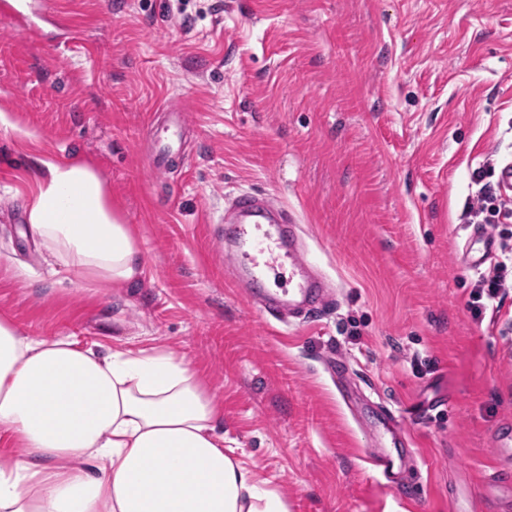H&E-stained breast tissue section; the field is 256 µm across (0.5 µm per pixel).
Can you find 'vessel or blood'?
<instances>
[{
    "label": "vessel or blood",
    "mask_w": 512,
    "mask_h": 512,
    "mask_svg": "<svg viewBox=\"0 0 512 512\" xmlns=\"http://www.w3.org/2000/svg\"><path fill=\"white\" fill-rule=\"evenodd\" d=\"M0 14L10 17L16 26L29 34H36L40 24L25 10L22 0H0ZM182 112L168 110L163 125L156 127L154 151L148 160L150 168L162 170L181 155ZM230 207L235 215L234 240L229 252L231 279L236 287L245 289L252 299L263 300V310L273 318L291 310L311 315L328 300L326 283L304 257V243L300 228L274 200L252 193L232 197ZM471 251L467 253L469 267L480 268L495 251L493 239L476 231L470 236ZM288 268V289L276 293L267 283L272 271ZM480 495L492 497L501 485L512 487V476L501 469L483 473L479 477Z\"/></svg>",
    "instance_id": "1"
}]
</instances>
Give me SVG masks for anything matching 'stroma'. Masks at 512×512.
Segmentation results:
<instances>
[{
    "mask_svg": "<svg viewBox=\"0 0 512 512\" xmlns=\"http://www.w3.org/2000/svg\"><path fill=\"white\" fill-rule=\"evenodd\" d=\"M0 16V319L185 357L224 451L290 512H448L512 428V288L474 321L466 214L512 163V0H32ZM185 159L147 165L160 106ZM91 160L142 245L127 288L50 277L26 235L40 160ZM276 198L335 287L280 322L225 284L224 211ZM25 274H18V267ZM393 411L395 478L365 456ZM22 0H3L0 3V13L2 16L10 17L16 26L29 34H37L41 23L35 20L25 10Z\"/></svg>",
    "mask_w": 512,
    "mask_h": 512,
    "instance_id": "obj_1",
    "label": "stroma"
}]
</instances>
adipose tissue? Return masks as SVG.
Instances as JSON below:
<instances>
[{"label": "adipose tissue", "mask_w": 512, "mask_h": 512, "mask_svg": "<svg viewBox=\"0 0 512 512\" xmlns=\"http://www.w3.org/2000/svg\"><path fill=\"white\" fill-rule=\"evenodd\" d=\"M30 231L72 283L135 284L142 250L83 161L41 160ZM224 413L185 358L101 354L68 336H24L0 320V512H288V501L225 454Z\"/></svg>", "instance_id": "1"}]
</instances>
